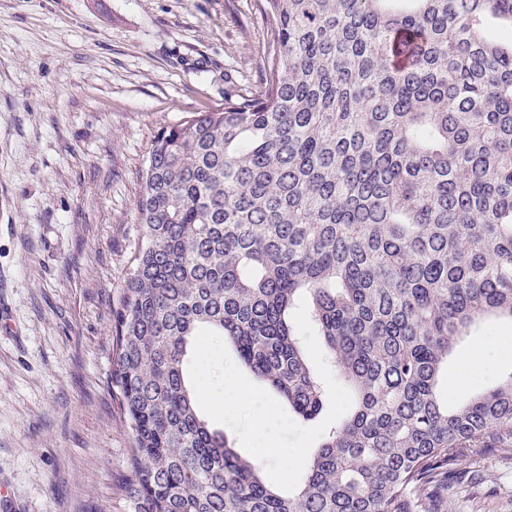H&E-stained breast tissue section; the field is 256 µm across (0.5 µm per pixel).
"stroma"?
<instances>
[{
  "label": "stroma",
  "instance_id": "1",
  "mask_svg": "<svg viewBox=\"0 0 512 512\" xmlns=\"http://www.w3.org/2000/svg\"><path fill=\"white\" fill-rule=\"evenodd\" d=\"M259 0H0V512H128L112 304L143 237L157 133L260 85ZM512 375V318L441 373L452 403ZM412 512H512V450L471 448Z\"/></svg>",
  "mask_w": 512,
  "mask_h": 512
}]
</instances>
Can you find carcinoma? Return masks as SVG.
I'll return each mask as SVG.
<instances>
[{"label":"carcinoma","instance_id":"cac0c4a2","mask_svg":"<svg viewBox=\"0 0 512 512\" xmlns=\"http://www.w3.org/2000/svg\"><path fill=\"white\" fill-rule=\"evenodd\" d=\"M255 92L154 137L144 241L112 306L130 512H406L469 448H512V376L451 406L439 374L512 318V0H264ZM310 296L352 394L302 488L275 492L199 415L208 328L304 420L290 314Z\"/></svg>","mask_w":512,"mask_h":512}]
</instances>
